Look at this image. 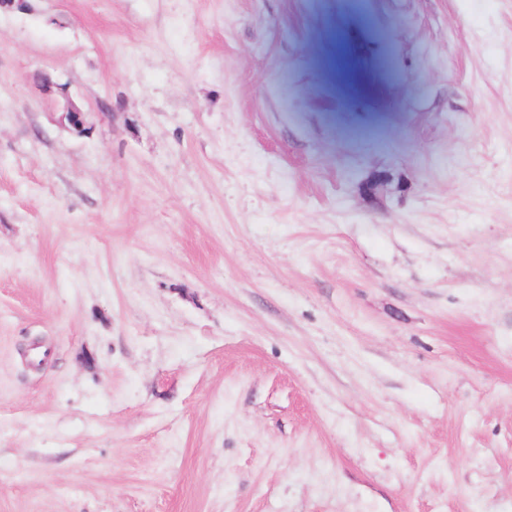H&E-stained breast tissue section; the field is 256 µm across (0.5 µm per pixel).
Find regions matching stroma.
<instances>
[{
  "instance_id": "stroma-1",
  "label": "stroma",
  "mask_w": 512,
  "mask_h": 512,
  "mask_svg": "<svg viewBox=\"0 0 512 512\" xmlns=\"http://www.w3.org/2000/svg\"><path fill=\"white\" fill-rule=\"evenodd\" d=\"M0 512H512V0H0Z\"/></svg>"
}]
</instances>
